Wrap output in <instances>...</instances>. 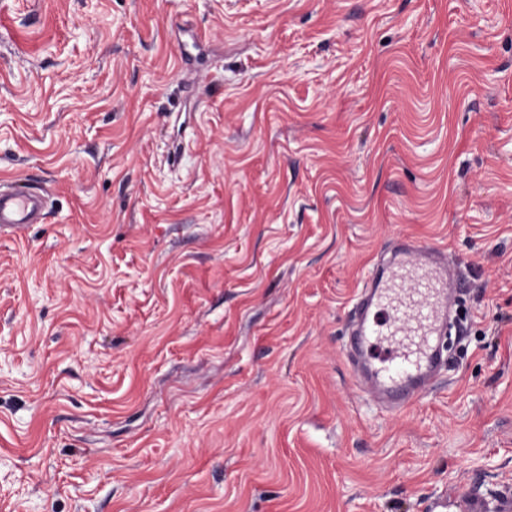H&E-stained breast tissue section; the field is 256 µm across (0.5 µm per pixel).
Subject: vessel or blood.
Masks as SVG:
<instances>
[{"instance_id":"obj_1","label":"vessel or blood","mask_w":512,"mask_h":512,"mask_svg":"<svg viewBox=\"0 0 512 512\" xmlns=\"http://www.w3.org/2000/svg\"><path fill=\"white\" fill-rule=\"evenodd\" d=\"M42 195L0 190V230L37 223ZM461 274L446 249L402 236L368 271L354 307L346 352L369 400L400 411L446 369L444 346L460 301Z\"/></svg>"}]
</instances>
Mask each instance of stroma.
<instances>
[{"instance_id":"35a3bbf8","label":"stroma","mask_w":512,"mask_h":512,"mask_svg":"<svg viewBox=\"0 0 512 512\" xmlns=\"http://www.w3.org/2000/svg\"><path fill=\"white\" fill-rule=\"evenodd\" d=\"M0 512H468L512 494V0H0ZM401 235L466 332L381 410ZM42 195L28 190H0V230L19 231L27 224H36L43 215ZM460 271L446 249L401 236L373 264L354 307L345 350L369 400L401 411L447 368L444 346L460 301Z\"/></svg>"}]
</instances>
